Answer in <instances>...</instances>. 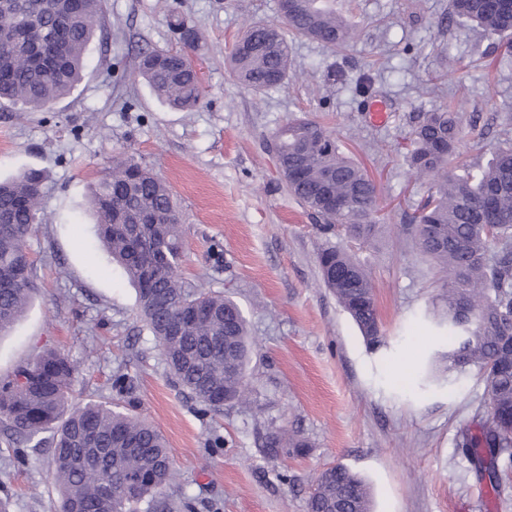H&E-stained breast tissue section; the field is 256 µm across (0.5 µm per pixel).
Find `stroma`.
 <instances>
[{
	"mask_svg": "<svg viewBox=\"0 0 512 512\" xmlns=\"http://www.w3.org/2000/svg\"><path fill=\"white\" fill-rule=\"evenodd\" d=\"M338 5L359 24L357 42L333 51L291 38L288 83L255 92L231 74L230 52L250 24L281 25L277 0H105L76 89L39 111L0 105V180L44 174L43 219L27 242L36 289L0 335V379L48 348L77 362L85 396H112L113 374L127 373L137 411L171 449L175 478L155 512H307L316 476L338 463L369 484L373 512H512V469L492 494L456 446L485 414V384L474 371L432 370L446 349L439 275L400 230L427 188L396 150L415 113L459 102L484 130L459 151L486 162L512 138V65L452 19L448 0ZM174 12L196 36L189 54L203 98L190 110L160 102L136 69L139 51L182 48ZM366 75L373 89L363 97L356 82ZM373 99L384 122L370 118ZM303 118L333 131L377 187L385 238L359 254L387 337L376 352L324 286V237L278 169L273 136ZM121 158L169 186L182 278L243 310L254 340L246 404L208 411L175 384L134 287L100 248L91 189ZM272 424L305 438V452L265 457L260 437ZM5 497L9 512H58L48 454L0 446Z\"/></svg>",
	"mask_w": 512,
	"mask_h": 512,
	"instance_id": "35a3bbf8",
	"label": "stroma"
}]
</instances>
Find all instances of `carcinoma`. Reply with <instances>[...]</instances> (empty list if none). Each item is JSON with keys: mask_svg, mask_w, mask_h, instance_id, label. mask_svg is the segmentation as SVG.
Returning a JSON list of instances; mask_svg holds the SVG:
<instances>
[{"mask_svg": "<svg viewBox=\"0 0 512 512\" xmlns=\"http://www.w3.org/2000/svg\"><path fill=\"white\" fill-rule=\"evenodd\" d=\"M453 15L480 28L512 62V9L489 0H451ZM104 13V0H0V101L40 109L68 95L82 80L87 49ZM289 33L330 49L351 46L356 28L333 0H293ZM237 81L254 91L284 85L290 47L281 29L252 25L230 54ZM138 71L154 95L177 109L202 98L197 70L185 51H144ZM463 113L434 108L416 115L400 149L427 198L401 225L414 246L433 260L441 296L448 374L477 372L485 383L487 412L460 445L491 491L499 467H512V142L496 147L484 165H454L464 137ZM289 191L326 237L317 262L323 282L358 327L366 346L386 343L374 285L357 251L377 240V189L365 168L347 156L321 123L293 120L275 134ZM43 175L28 170L0 182V333L23 314L33 290L27 236L42 219ZM98 236L137 290L141 317L158 342L175 383L210 411L240 403L247 390L251 338L242 310L219 292L182 280L181 220L167 184L131 158L92 189ZM336 237L340 242L333 243ZM182 336L167 334L174 321ZM78 367L68 355L44 351L0 383V424L8 444L50 450L60 512H143L174 473L164 436L135 413L124 397L126 374L113 375L117 397L69 406ZM304 440L273 428L264 435L268 456L300 453ZM128 486L122 510L101 491L105 481ZM366 481L343 465L322 470L308 512H371Z\"/></svg>", "mask_w": 512, "mask_h": 512, "instance_id": "cac0c4a2", "label": "carcinoma"}]
</instances>
